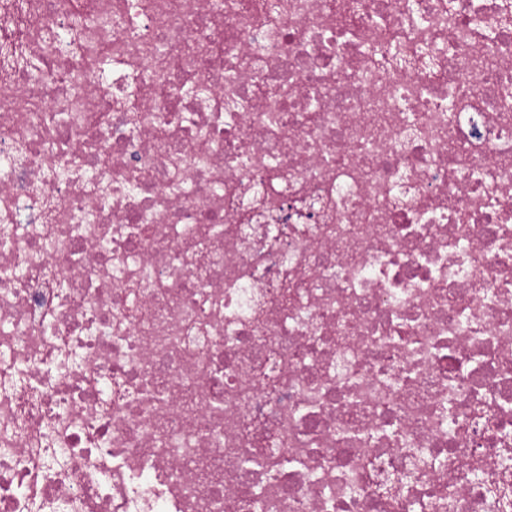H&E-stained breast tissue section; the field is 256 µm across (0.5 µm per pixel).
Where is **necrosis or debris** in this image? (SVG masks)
<instances>
[{"label":"necrosis or debris","mask_w":512,"mask_h":512,"mask_svg":"<svg viewBox=\"0 0 512 512\" xmlns=\"http://www.w3.org/2000/svg\"><path fill=\"white\" fill-rule=\"evenodd\" d=\"M503 489L512 0H0V512Z\"/></svg>","instance_id":"4bbe7bcc"}]
</instances>
